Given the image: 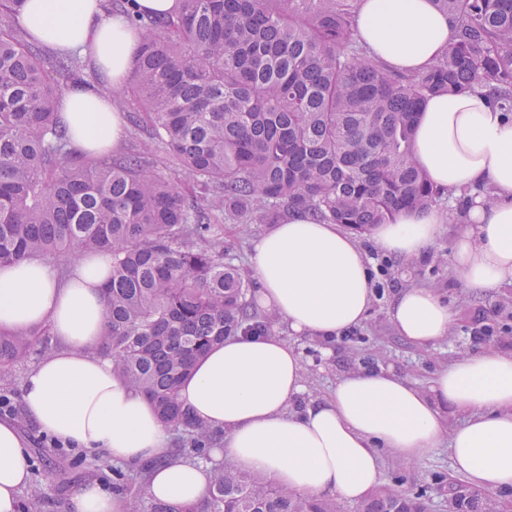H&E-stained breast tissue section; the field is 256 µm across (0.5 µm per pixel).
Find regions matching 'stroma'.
Wrapping results in <instances>:
<instances>
[{
  "instance_id": "1",
  "label": "stroma",
  "mask_w": 512,
  "mask_h": 512,
  "mask_svg": "<svg viewBox=\"0 0 512 512\" xmlns=\"http://www.w3.org/2000/svg\"><path fill=\"white\" fill-rule=\"evenodd\" d=\"M266 230L263 224L216 225L215 235L224 243L225 261L237 266L244 275H251V243ZM457 230V224H444L436 244L421 257L407 265L393 258L386 271L372 270L373 282H385L386 288L383 296L373 299L370 313L358 326L355 339L300 337L292 333L286 323H276V333L303 351L312 363L305 376L306 399L328 397L337 378L345 371L373 369L380 365L394 366L402 377L418 386H426L436 371L446 367L461 353L480 352V345L471 339L473 321L478 316L499 329L497 336L489 340V347L512 351V283H504L484 298L470 295L451 264V245ZM411 286L436 289L452 310V330L448 338L436 346H415L400 336L389 320L388 307L392 297L399 290ZM27 372V366L23 365L0 374V393L12 397L13 410L7 418L16 426L26 444L30 470L39 471L46 485L48 501L41 512H71V498L81 486L97 482L108 488L112 485V476L97 471L98 455L73 447L68 450L70 463L56 466V451L46 445L47 433L42 432L24 411L21 392ZM306 399L294 401L291 411L301 410ZM436 472L448 475L453 472L447 445L435 448L427 458L412 467L398 466L393 458L383 456L380 482L386 485L397 478L406 490L427 486L433 499L439 501L445 494L432 486V475Z\"/></svg>"
}]
</instances>
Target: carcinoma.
Returning a JSON list of instances; mask_svg holds the SVG:
<instances>
[{
	"mask_svg": "<svg viewBox=\"0 0 512 512\" xmlns=\"http://www.w3.org/2000/svg\"><path fill=\"white\" fill-rule=\"evenodd\" d=\"M0 0V265L108 252L98 350L173 435L168 460L211 464L196 503L147 493L156 462H103L127 512H341L214 457L224 435L193 419L179 388L231 336H273L256 283L224 262L214 225L279 224L305 211L363 233L449 194L415 160L425 101L485 90L512 112V0H432L455 29L429 69L405 74L368 56L358 0H179L173 17L133 21L141 39L126 86L130 123L162 145L120 158L70 148L63 92L90 86L77 54L51 52ZM183 172L177 190L159 169ZM50 327L0 329V372L45 352ZM448 512H490L455 482ZM425 489L372 491L358 512H430Z\"/></svg>",
	"mask_w": 512,
	"mask_h": 512,
	"instance_id": "obj_1",
	"label": "carcinoma"
}]
</instances>
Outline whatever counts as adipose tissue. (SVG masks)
<instances>
[{
    "label": "adipose tissue",
    "mask_w": 512,
    "mask_h": 512,
    "mask_svg": "<svg viewBox=\"0 0 512 512\" xmlns=\"http://www.w3.org/2000/svg\"><path fill=\"white\" fill-rule=\"evenodd\" d=\"M21 23L51 48L90 57L113 85H123L138 34L124 16L105 14L98 0H27ZM357 27L369 54L389 70L421 72L442 54L454 22L431 0H361ZM61 120L79 150L116 145L125 128L93 89L62 98ZM430 180L469 190L465 230L451 261L465 288L486 297L512 281V120L487 95L447 93L426 100L412 143ZM449 213L405 210L372 227L384 254L409 263L436 243ZM112 267L106 253L82 254L66 281L38 258L0 268V327L24 333L47 324L59 343L22 383L23 402L43 432L116 462L168 453L169 436L153 407L112 371L100 354L105 309L101 288ZM259 305L299 336L329 338L360 326L373 296L369 259L338 224L291 213L253 244ZM388 315L416 346L446 338L453 314L437 291L397 292ZM302 352L277 336H238L213 348L183 382L179 399L200 422L224 434L221 458L271 477L305 495L349 502L375 489L381 454L419 463L447 443L454 472L478 490L512 487V351L465 353L437 371L426 387L393 369L344 372L330 396L298 412L306 392ZM465 414L448 429L445 409ZM28 455L16 427L0 421V512H21ZM209 466L171 462L152 474L151 497L193 503L206 493Z\"/></svg>",
    "instance_id": "ef3b65f1"
}]
</instances>
